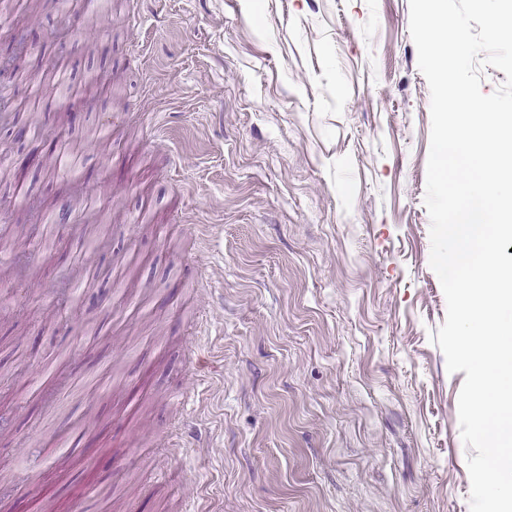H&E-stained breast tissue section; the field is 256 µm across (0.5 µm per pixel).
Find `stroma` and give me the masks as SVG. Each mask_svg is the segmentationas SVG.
Here are the masks:
<instances>
[{"label":"stroma","mask_w":512,"mask_h":512,"mask_svg":"<svg viewBox=\"0 0 512 512\" xmlns=\"http://www.w3.org/2000/svg\"><path fill=\"white\" fill-rule=\"evenodd\" d=\"M105 4L22 61L105 75L80 119L45 99V136L112 131L82 155L96 210L35 160L0 185L67 211L48 247L6 214L0 512H470L409 0ZM88 423L111 480L61 457Z\"/></svg>","instance_id":"obj_1"}]
</instances>
